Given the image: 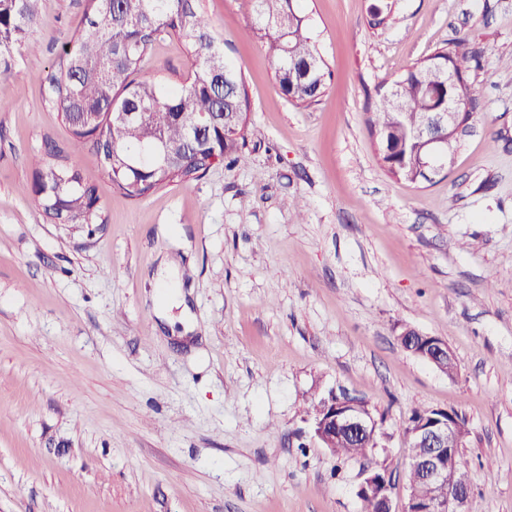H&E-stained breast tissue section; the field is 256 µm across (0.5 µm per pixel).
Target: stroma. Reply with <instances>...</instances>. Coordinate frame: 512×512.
<instances>
[{"instance_id": "stroma-1", "label": "stroma", "mask_w": 512, "mask_h": 512, "mask_svg": "<svg viewBox=\"0 0 512 512\" xmlns=\"http://www.w3.org/2000/svg\"><path fill=\"white\" fill-rule=\"evenodd\" d=\"M370 4L304 0L331 78L299 106L245 34L249 0H206L244 80L247 164L131 200L76 155L104 217L87 227L30 204L33 158L70 139L47 91L85 9L44 0L0 74V512H359L366 460L303 420L338 387L378 423L394 512L416 409L466 418L472 497L512 512V0H394L376 29ZM461 36L480 55L455 166L396 180L368 120ZM405 327L457 374L406 353ZM428 339H434L428 347H431V350L425 351L423 354V360L431 363L437 369H441L445 362L448 360L456 359L452 350L448 347V344L445 343L442 339L437 336H426Z\"/></svg>"}]
</instances>
